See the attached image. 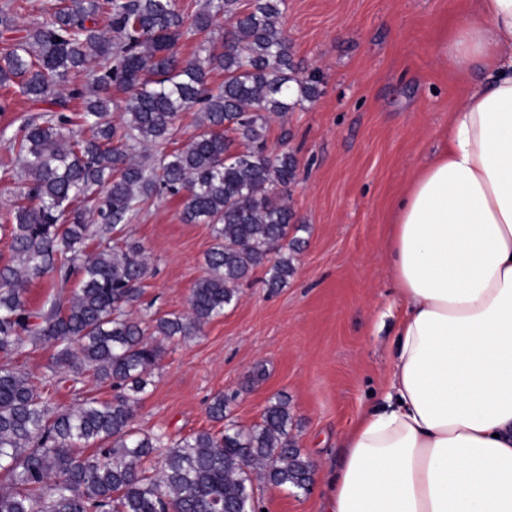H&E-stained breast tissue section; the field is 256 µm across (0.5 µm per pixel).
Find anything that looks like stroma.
I'll list each match as a JSON object with an SVG mask.
<instances>
[{"instance_id":"stroma-1","label":"stroma","mask_w":512,"mask_h":512,"mask_svg":"<svg viewBox=\"0 0 512 512\" xmlns=\"http://www.w3.org/2000/svg\"><path fill=\"white\" fill-rule=\"evenodd\" d=\"M477 0H285L283 29L301 74L318 72V98L272 119L268 148L295 155L289 203L302 229L295 272L277 291L264 269L199 335L164 342L135 425L172 438L222 423L207 407L231 396L249 428L288 402L289 428L313 470L310 490L255 483L264 512H321L326 479L372 393L389 372L386 343L402 310L388 240L395 200L441 147L467 85L438 54L475 18ZM38 107L15 97L0 113V265L12 257L3 225L23 182L14 141ZM183 200L156 195L127 225L149 262L133 312L187 314L212 247L205 224L182 219Z\"/></svg>"}]
</instances>
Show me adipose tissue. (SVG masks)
<instances>
[{
    "label": "adipose tissue",
    "mask_w": 512,
    "mask_h": 512,
    "mask_svg": "<svg viewBox=\"0 0 512 512\" xmlns=\"http://www.w3.org/2000/svg\"><path fill=\"white\" fill-rule=\"evenodd\" d=\"M440 54L488 80L394 204L405 309L328 512H512V0H478Z\"/></svg>",
    "instance_id": "obj_1"
}]
</instances>
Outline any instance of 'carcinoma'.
<instances>
[{
	"mask_svg": "<svg viewBox=\"0 0 512 512\" xmlns=\"http://www.w3.org/2000/svg\"><path fill=\"white\" fill-rule=\"evenodd\" d=\"M206 0L184 15L175 0H57L49 18L11 38L0 54V112L18 93L50 107L27 120L18 144L20 201L13 204L12 262L0 266V356L31 343L54 353L37 377L0 365V512H262L254 478L304 489L307 459L291 450L288 404L268 406L259 424L227 420L231 398L209 406L224 430L166 442L134 427L161 341L193 336L239 299L258 268L266 286L294 274L288 239L300 230L285 194L297 160L266 146L271 116L319 95L316 74L300 75L280 26L284 0ZM192 58L176 50L185 28L210 33ZM97 62L83 85L71 76ZM224 81L212 88L210 74ZM125 94L123 126L112 122L114 93ZM82 101L76 131L68 103ZM200 107L202 130L156 157L184 112ZM245 149L231 152L224 132ZM182 196V219L207 224L215 243L206 274L191 290L190 313L144 323L128 311L148 272L143 249L119 235L153 195ZM41 276L60 289L29 307ZM90 373L119 390L112 400L80 398ZM69 386L76 404L52 393ZM157 465L145 468L148 458Z\"/></svg>",
	"mask_w": 512,
	"mask_h": 512,
	"instance_id": "cac0c4a2",
	"label": "carcinoma"
}]
</instances>
